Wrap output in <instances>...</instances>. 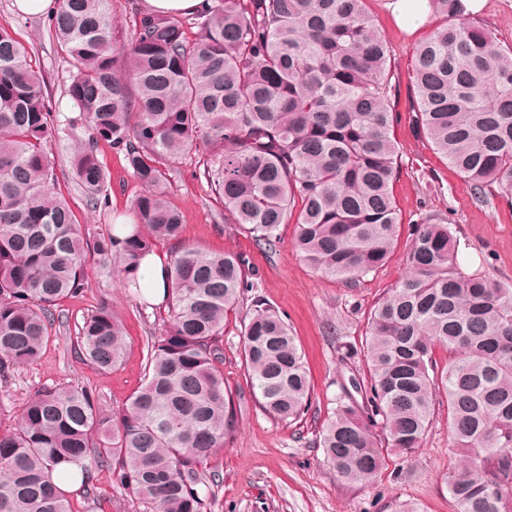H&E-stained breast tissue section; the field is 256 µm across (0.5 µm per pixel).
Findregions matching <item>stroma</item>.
I'll return each instance as SVG.
<instances>
[{
    "instance_id": "35a3bbf8",
    "label": "stroma",
    "mask_w": 512,
    "mask_h": 512,
    "mask_svg": "<svg viewBox=\"0 0 512 512\" xmlns=\"http://www.w3.org/2000/svg\"><path fill=\"white\" fill-rule=\"evenodd\" d=\"M391 0H366L390 51L394 71L391 102L393 134L401 156L394 196L403 223L424 217L445 218L457 241L456 263L469 275H484L512 288V208L492 202L477 204L469 185L429 141L412 129L415 101L409 80L412 53L419 35L401 30L389 8ZM475 22L496 42L512 45V0H486ZM0 27L9 30L29 51L28 60L45 81L52 106L53 131L46 148L63 174L59 191L68 201L87 239L108 234L117 215L129 209L141 190L122 154L102 145L98 157L108 172L109 203L91 210L81 189L64 171L70 152L87 130L67 96L69 65L57 48L42 15H24L14 0H0ZM214 156L200 144L174 163L168 176L167 200L184 218L183 238L207 252H231L244 258L255 292L287 318L302 350L311 383V407L302 421L288 424L268 417L246 384L241 361V321L224 327V380L239 414L236 438L218 450L217 486L211 487L206 512H394L399 504L421 512H456L444 478L460 455L448 430V410L436 413L422 448L408 458H395L374 482L351 484L340 478L316 444V434L333 407L351 394V382L362 374L361 352L368 314L373 305L406 271L409 234H401L389 262L357 286H349L311 269L293 248L295 227H280V243L270 253L219 221L223 209L202 175ZM108 301L124 328L127 354L122 365L101 373L81 360L71 345L84 317L100 301ZM69 324L42 357L0 381V422L17 418L29 396L44 385L92 388L104 409L122 404L144 380L147 337L163 335L165 306H152L125 288L114 267L91 265L81 298L64 303ZM103 507L85 493L71 495L73 512H139L134 500L112 482L108 471L95 476Z\"/></svg>"
}]
</instances>
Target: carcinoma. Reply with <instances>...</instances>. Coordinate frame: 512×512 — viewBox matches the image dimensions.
<instances>
[{"instance_id":"obj_1","label":"carcinoma","mask_w":512,"mask_h":512,"mask_svg":"<svg viewBox=\"0 0 512 512\" xmlns=\"http://www.w3.org/2000/svg\"><path fill=\"white\" fill-rule=\"evenodd\" d=\"M366 0H205L191 18L133 13L129 36L112 0H60L48 28L71 70L67 95L88 139L70 176L96 209L107 194L97 156L122 152L142 187L137 226L89 242L56 192L45 149L51 106L28 51L0 28V378L36 361L68 325L67 299L84 293L88 265H117L139 288V261L173 241L167 328L146 344L145 382L119 408L94 391L43 386L15 424L0 426V512H72L51 472L96 470L147 512H204L200 487L237 431L224 381V322L254 288L235 253L182 239L167 201V165L201 142L219 159L203 172L224 222L273 251L283 224L314 271L351 285L386 265L402 230L393 186L399 148L387 41ZM443 23L412 53L414 132L466 181L476 202L512 199V46L461 19V0H431ZM190 25L200 28L191 39ZM448 224H414L407 273L367 318L362 401L339 402L319 447L346 481L369 484L393 457L414 454L436 407L462 450L445 484L457 512H512V289L466 275ZM241 335L245 379L270 417L298 422L310 380L280 312L259 295ZM74 347L109 372L126 354L106 301L83 318ZM448 352L436 366L433 353Z\"/></svg>"}]
</instances>
